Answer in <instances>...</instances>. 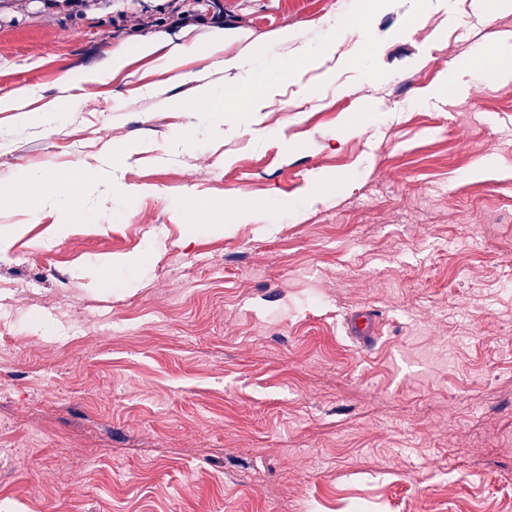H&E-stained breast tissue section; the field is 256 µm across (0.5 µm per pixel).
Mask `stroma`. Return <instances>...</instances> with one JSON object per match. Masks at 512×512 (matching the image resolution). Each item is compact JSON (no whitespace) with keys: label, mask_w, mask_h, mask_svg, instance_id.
<instances>
[{"label":"stroma","mask_w":512,"mask_h":512,"mask_svg":"<svg viewBox=\"0 0 512 512\" xmlns=\"http://www.w3.org/2000/svg\"><path fill=\"white\" fill-rule=\"evenodd\" d=\"M359 4L0 0V94L34 92L0 109V180L88 165L75 211L0 205V512L512 496V12ZM146 42L196 44L187 79ZM262 74V111L218 120ZM380 316L372 309H363L352 313L347 321V332L365 347L374 342L380 325Z\"/></svg>","instance_id":"obj_1"}]
</instances>
